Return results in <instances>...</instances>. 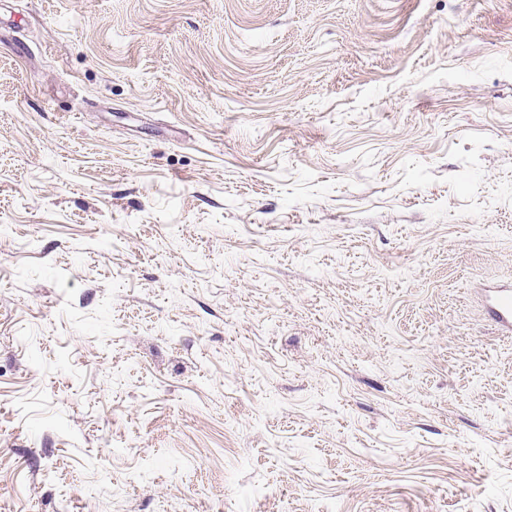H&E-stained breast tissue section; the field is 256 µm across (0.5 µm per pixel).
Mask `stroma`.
<instances>
[{
  "label": "stroma",
  "instance_id": "1",
  "mask_svg": "<svg viewBox=\"0 0 512 512\" xmlns=\"http://www.w3.org/2000/svg\"><path fill=\"white\" fill-rule=\"evenodd\" d=\"M512 0H0V512H512ZM486 313L505 333H512V286L484 289Z\"/></svg>",
  "mask_w": 512,
  "mask_h": 512
}]
</instances>
